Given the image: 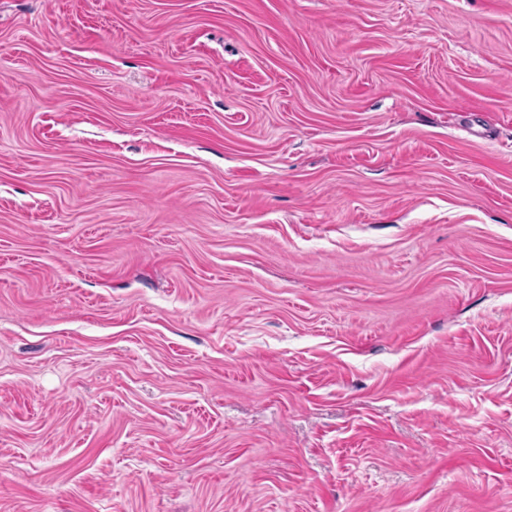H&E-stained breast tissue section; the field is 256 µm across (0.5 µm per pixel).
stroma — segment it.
<instances>
[{"mask_svg": "<svg viewBox=\"0 0 512 512\" xmlns=\"http://www.w3.org/2000/svg\"><path fill=\"white\" fill-rule=\"evenodd\" d=\"M0 512H512V0H0Z\"/></svg>", "mask_w": 512, "mask_h": 512, "instance_id": "1", "label": "stroma"}]
</instances>
